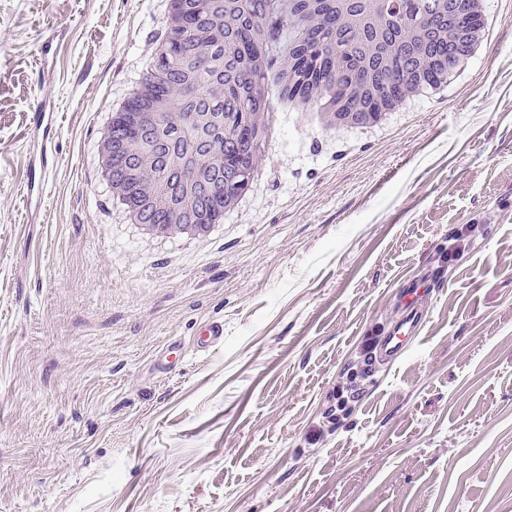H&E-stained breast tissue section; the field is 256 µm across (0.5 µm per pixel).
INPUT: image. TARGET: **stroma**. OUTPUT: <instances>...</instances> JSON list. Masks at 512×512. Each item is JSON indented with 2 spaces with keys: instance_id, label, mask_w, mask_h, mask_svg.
Returning a JSON list of instances; mask_svg holds the SVG:
<instances>
[{
  "instance_id": "35a3bbf8",
  "label": "stroma",
  "mask_w": 512,
  "mask_h": 512,
  "mask_svg": "<svg viewBox=\"0 0 512 512\" xmlns=\"http://www.w3.org/2000/svg\"><path fill=\"white\" fill-rule=\"evenodd\" d=\"M486 4L482 51L383 123L280 107L192 239L130 222L99 160L167 0H0V512H512V0ZM424 279L410 353L368 375ZM212 321L217 351L171 350ZM31 123L40 136V149L37 165L34 164V176L24 186V196L30 206L41 208L45 200V186L41 181L42 172L46 171L53 156L54 134L57 124L56 112H53L46 97H39L34 103V112H31ZM36 170L40 171L36 179Z\"/></svg>"
}]
</instances>
